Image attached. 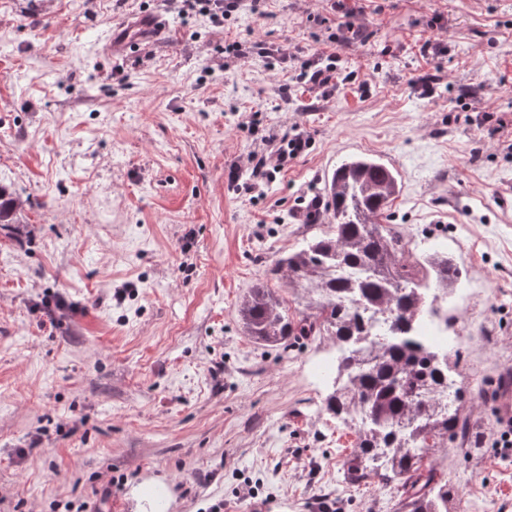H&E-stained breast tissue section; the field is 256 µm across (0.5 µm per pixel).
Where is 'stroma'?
<instances>
[{"instance_id": "obj_1", "label": "stroma", "mask_w": 512, "mask_h": 512, "mask_svg": "<svg viewBox=\"0 0 512 512\" xmlns=\"http://www.w3.org/2000/svg\"><path fill=\"white\" fill-rule=\"evenodd\" d=\"M359 5L334 43L336 0L247 2L220 28L165 0H0V185L22 202L0 224V512H400L398 482L343 477L355 436L314 370L332 338L264 346L239 316L262 281L309 314L270 270L328 231L310 206L359 154L399 175L387 221L411 259L460 270L434 302L467 419L434 455L448 512H512L493 445L512 374V0ZM152 13L160 36L102 58L110 28ZM428 38L444 53L423 58ZM299 49L339 55L345 82L293 84ZM300 132L271 181H232Z\"/></svg>"}]
</instances>
